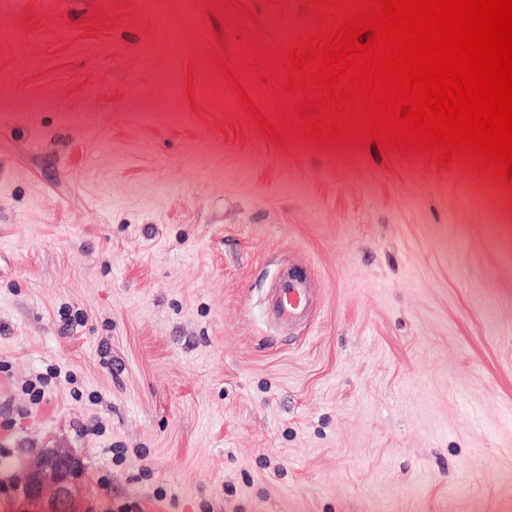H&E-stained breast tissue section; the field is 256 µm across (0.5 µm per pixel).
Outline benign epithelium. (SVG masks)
Returning a JSON list of instances; mask_svg holds the SVG:
<instances>
[{
	"mask_svg": "<svg viewBox=\"0 0 512 512\" xmlns=\"http://www.w3.org/2000/svg\"><path fill=\"white\" fill-rule=\"evenodd\" d=\"M84 492L82 463L67 448H46L27 465L24 501L32 512H79Z\"/></svg>",
	"mask_w": 512,
	"mask_h": 512,
	"instance_id": "1",
	"label": "benign epithelium"
}]
</instances>
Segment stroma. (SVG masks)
<instances>
[{
	"label": "stroma",
	"instance_id": "35a3bbf8",
	"mask_svg": "<svg viewBox=\"0 0 512 512\" xmlns=\"http://www.w3.org/2000/svg\"><path fill=\"white\" fill-rule=\"evenodd\" d=\"M235 3L0 0V512H512V194L260 130L209 53L307 6ZM312 295L305 281L282 278L277 281L268 298V311L274 322L290 326L311 308ZM85 492L80 459L67 448H45L28 465L24 501L34 512H79Z\"/></svg>",
	"mask_w": 512,
	"mask_h": 512
}]
</instances>
